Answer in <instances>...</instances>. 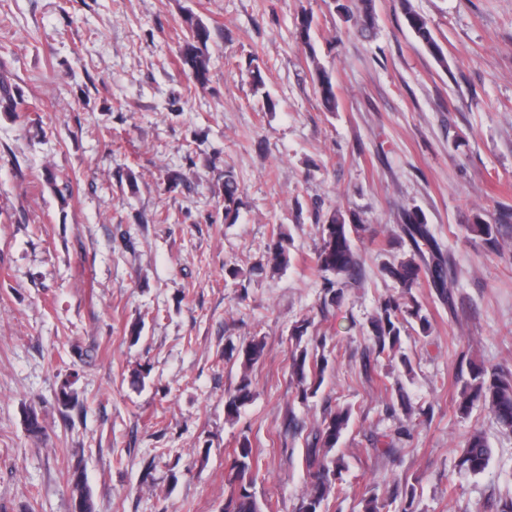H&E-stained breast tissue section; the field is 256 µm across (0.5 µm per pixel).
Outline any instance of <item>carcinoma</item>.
I'll return each instance as SVG.
<instances>
[{"label":"carcinoma","mask_w":512,"mask_h":512,"mask_svg":"<svg viewBox=\"0 0 512 512\" xmlns=\"http://www.w3.org/2000/svg\"><path fill=\"white\" fill-rule=\"evenodd\" d=\"M405 2V20L415 34L418 42L436 57H442L441 48L434 37L427 21L416 12L409 0ZM337 13L347 22L354 21L358 32L369 34L374 28L375 16L372 0H359V3L345 4L337 0ZM313 15L304 14L297 24L296 40L308 50L310 58L316 52L312 43ZM184 41L180 62L187 68L194 87L204 88L209 81L208 43L211 31L199 17L188 12L182 17ZM315 81L324 106L336 108V94L331 77L322 66H315ZM222 183L224 195V220H234L241 205V188L233 170H224ZM356 215L349 217L337 212L328 223L321 226L322 244L315 254V265L324 273L323 305H335L341 300L344 288L350 281L361 275L362 259L358 254L354 237L364 231ZM467 231L481 238L491 250L497 248V226L486 223L481 217H475L474 223L467 226ZM401 232L411 245L408 258L390 263L383 267L385 276L396 282L401 288L397 296L390 295L379 302L375 314L370 320L367 340L368 350L377 356L392 354L400 347L404 324L409 321L417 323L420 335L426 337L430 331V321L422 313L412 288L426 278L438 297L445 304L452 303V292L448 286L450 269L438 242L430 231L424 216L419 212H407L403 215ZM268 262L275 269L288 266L290 257L288 238L278 233L267 245ZM304 330H296L295 351L290 364L291 374L296 381L297 397L303 401L316 395L327 367L326 357L309 354L300 348ZM265 344L254 340L241 347H230L229 352L242 360L243 366L251 367L263 355ZM252 397L251 381L243 377L233 392L227 394L224 409L227 417L233 419L239 409ZM481 404L494 417L496 423L506 432H512V374L502 371L480 368L471 371L461 392L458 409L468 415L475 404ZM352 417L351 409L339 408L329 412L321 423L310 429L304 438L305 448L301 453V464L311 475V482L306 493L300 498L295 512H326L330 496L336 494L344 459L336 455L335 447L343 431L348 427ZM412 438V429L401 425L396 428L395 436L387 434L372 438V451L384 456L399 452L396 445ZM492 454L487 438L476 430L464 441L458 461L460 470L470 474H480L487 467ZM260 456L248 440L228 453L225 468L224 504L221 512H278L277 504L269 499L256 497L253 486L259 471ZM69 484L74 502L78 503L80 512H96V503L86 483L84 472L80 467L73 468L69 474Z\"/></svg>","instance_id":"obj_1"}]
</instances>
